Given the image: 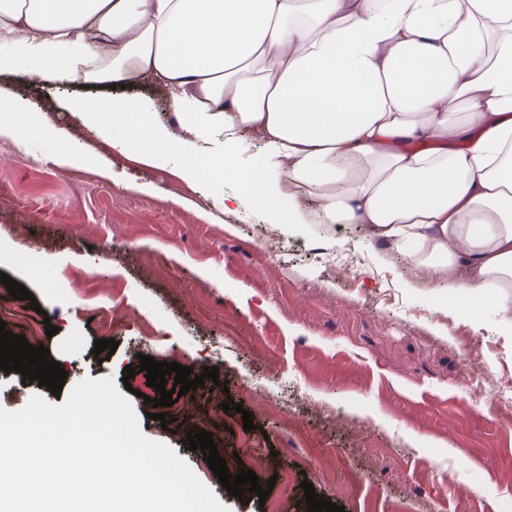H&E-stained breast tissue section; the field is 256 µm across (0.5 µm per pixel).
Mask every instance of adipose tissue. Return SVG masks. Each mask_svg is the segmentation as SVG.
<instances>
[{
	"mask_svg": "<svg viewBox=\"0 0 512 512\" xmlns=\"http://www.w3.org/2000/svg\"><path fill=\"white\" fill-rule=\"evenodd\" d=\"M0 43V71L164 86L188 138L142 101L79 102L125 129L112 152L168 145L188 180L233 181L231 203L278 224L300 213L285 186L307 191L321 223L363 225L512 311V0H0ZM213 131L225 145L202 169L193 141ZM245 132L264 150L242 167Z\"/></svg>",
	"mask_w": 512,
	"mask_h": 512,
	"instance_id": "obj_1",
	"label": "adipose tissue"
}]
</instances>
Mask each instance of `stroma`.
Instances as JSON below:
<instances>
[{"label":"stroma","instance_id":"35a3bbf8","mask_svg":"<svg viewBox=\"0 0 512 512\" xmlns=\"http://www.w3.org/2000/svg\"><path fill=\"white\" fill-rule=\"evenodd\" d=\"M97 92L0 73V97L23 112L0 150V272L32 294L14 299L0 283V320L62 364L63 393L85 378L132 386L142 434L169 445L230 512H306L305 481L345 512H512V394L492 392L512 378L502 313L464 315L444 276L419 275L362 225L225 211L170 150L148 163L111 153L106 138L121 128L88 126L73 106ZM116 95L147 100L183 136L163 89L142 80ZM73 146L81 161L59 164ZM345 254L363 264L340 278L333 264ZM110 338L118 347L99 361L94 343ZM143 355L195 376L219 370L166 408L170 429L149 417L159 392L138 370ZM128 365L137 373L126 384ZM35 394L57 401L0 371V408ZM196 427L229 474L250 469L271 485L265 501L230 496L188 448Z\"/></svg>","mask_w":512,"mask_h":512}]
</instances>
